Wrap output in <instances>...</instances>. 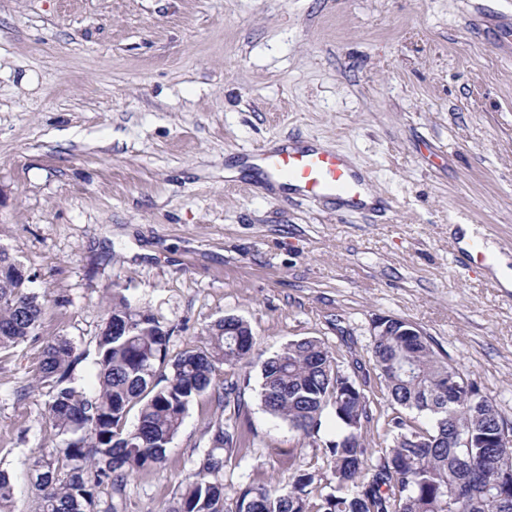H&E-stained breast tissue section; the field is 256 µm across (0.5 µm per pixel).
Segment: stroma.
<instances>
[{
	"label": "stroma",
	"instance_id": "obj_1",
	"mask_svg": "<svg viewBox=\"0 0 512 512\" xmlns=\"http://www.w3.org/2000/svg\"><path fill=\"white\" fill-rule=\"evenodd\" d=\"M512 0H0V247L48 304L0 351V470L34 512L30 464L58 439L43 341L93 352L113 292L171 329L170 354L235 316L256 337L234 382L252 442L234 504L289 468L326 478L313 438L267 413L261 363L313 337L378 388L373 320L409 321L512 422V290L468 267L453 224L512 252ZM325 144L386 215L298 202L247 153ZM228 414L199 398L126 512H162Z\"/></svg>",
	"mask_w": 512,
	"mask_h": 512
}]
</instances>
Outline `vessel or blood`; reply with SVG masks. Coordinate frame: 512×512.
Listing matches in <instances>:
<instances>
[{
    "label": "vessel or blood",
    "mask_w": 512,
    "mask_h": 512,
    "mask_svg": "<svg viewBox=\"0 0 512 512\" xmlns=\"http://www.w3.org/2000/svg\"><path fill=\"white\" fill-rule=\"evenodd\" d=\"M263 170L287 183L302 200L335 202L353 211L367 207L366 176L338 151L313 146H281L257 154Z\"/></svg>",
    "instance_id": "1"
}]
</instances>
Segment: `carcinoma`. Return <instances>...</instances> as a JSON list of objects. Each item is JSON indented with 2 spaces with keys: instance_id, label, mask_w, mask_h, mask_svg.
I'll return each mask as SVG.
<instances>
[{
  "instance_id": "cac0c4a2",
  "label": "carcinoma",
  "mask_w": 512,
  "mask_h": 512,
  "mask_svg": "<svg viewBox=\"0 0 512 512\" xmlns=\"http://www.w3.org/2000/svg\"><path fill=\"white\" fill-rule=\"evenodd\" d=\"M22 270L0 248V350L37 336L42 323L44 299L28 290ZM170 337L154 315L118 298L97 340L89 389L76 384L82 358L73 342H45L38 380L51 386L46 413L60 443L31 463L38 512H118L115 503L99 510L98 489L107 486L121 500L130 472L162 465L189 407L211 390L218 405L240 417L238 385L219 391L213 380L217 366L251 358L250 327L221 319L204 347L173 359ZM372 357L390 414H374L365 384L317 339L292 341L261 365V404L303 437L318 434L323 411L334 410L341 433L324 452L327 490L312 489L314 475L290 463L287 482L252 484L227 508L224 468L250 443L226 423L163 512H512V439L501 438L512 424L496 404L425 335L376 336ZM135 406L137 422L129 428ZM413 409L430 423L408 417ZM372 427L392 437L379 455L366 445ZM12 500L10 477L0 470V512H11Z\"/></svg>"
}]
</instances>
